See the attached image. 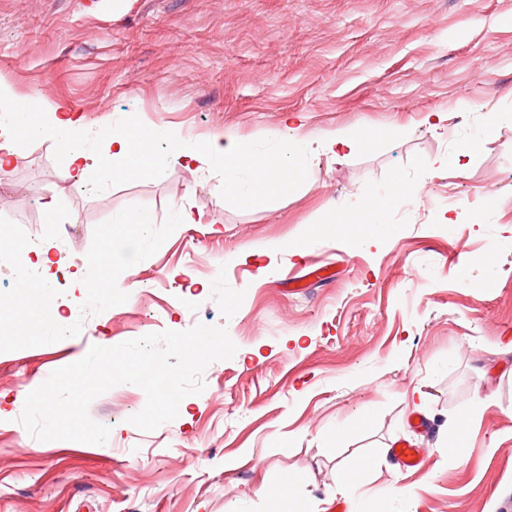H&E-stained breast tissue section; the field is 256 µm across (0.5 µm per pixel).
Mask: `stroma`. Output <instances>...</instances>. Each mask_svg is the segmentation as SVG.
Returning a JSON list of instances; mask_svg holds the SVG:
<instances>
[{"instance_id": "stroma-1", "label": "stroma", "mask_w": 512, "mask_h": 512, "mask_svg": "<svg viewBox=\"0 0 512 512\" xmlns=\"http://www.w3.org/2000/svg\"><path fill=\"white\" fill-rule=\"evenodd\" d=\"M0 80L77 105L88 130L138 119L273 149L290 114L311 138L378 134L342 162L308 158L262 206L225 198L222 167L170 162L72 193L61 145L21 143L0 216L74 260L52 294L83 329L0 352V512H268L286 475L304 512H512V0H0ZM366 195L383 213L362 244L282 250ZM130 204L202 221L119 276L127 302L82 316L94 229ZM199 323L226 326L237 351L173 421L132 425L146 396L121 384L89 406L106 444L19 423L27 395L91 346ZM403 438L420 468L388 455ZM344 470L356 482L341 493Z\"/></svg>"}]
</instances>
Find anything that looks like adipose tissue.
I'll return each instance as SVG.
<instances>
[{
	"label": "adipose tissue",
	"instance_id": "obj_1",
	"mask_svg": "<svg viewBox=\"0 0 512 512\" xmlns=\"http://www.w3.org/2000/svg\"><path fill=\"white\" fill-rule=\"evenodd\" d=\"M48 136L65 146L67 165L79 188L96 189L116 167L126 174L136 169L152 171L158 163L154 149L163 142L173 160L185 168L203 163L223 166L225 197L235 198L244 192L257 206L264 205L270 195L288 193L299 184L304 177L301 163L311 151H319L336 163L367 147L361 129L339 128L316 143L305 137L285 140L274 154L259 158L248 147L220 133L198 141L168 126L128 121L110 125L105 155L97 158L83 146V119L77 106L63 100L24 99L0 82V172L10 166L19 139L31 141ZM244 168L252 173L246 189L239 179ZM29 266L39 273L29 290L30 302L41 310L47 326H55L60 315L50 302V289L53 279L66 267L41 249L35 250Z\"/></svg>",
	"mask_w": 512,
	"mask_h": 512
}]
</instances>
